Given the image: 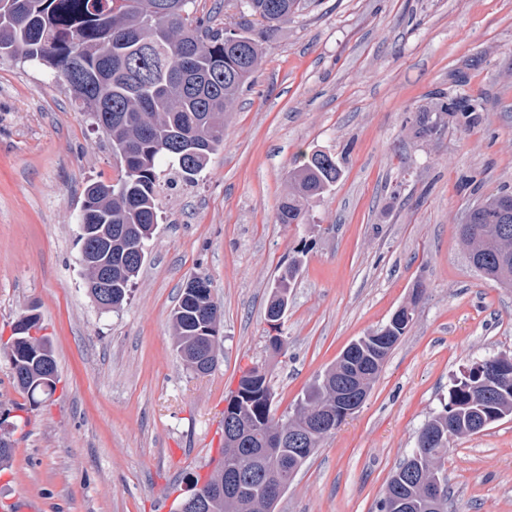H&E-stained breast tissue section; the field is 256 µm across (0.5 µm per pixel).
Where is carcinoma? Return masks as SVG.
<instances>
[{"instance_id":"obj_1","label":"carcinoma","mask_w":512,"mask_h":512,"mask_svg":"<svg viewBox=\"0 0 512 512\" xmlns=\"http://www.w3.org/2000/svg\"><path fill=\"white\" fill-rule=\"evenodd\" d=\"M195 0H0V57L48 67L62 80L75 105L91 115L125 159L118 178L90 181L79 215L81 253L95 251L107 273L95 288V272L84 269L93 300L122 307L146 257V242L160 216L159 162L176 164L191 181L224 143V116L234 110L266 54L265 31L288 21L303 0H240L243 13L264 28H216L194 15ZM473 98L440 96L418 113L416 125L433 132L448 120L466 125L480 119ZM343 175L337 157L322 150L301 151L288 171L276 211L280 224L309 223V201L336 185ZM459 240L474 268L494 286L512 288V192L490 195L470 208ZM296 251L273 285L266 316L288 311V288L302 264ZM222 307L206 276L190 278L172 314L176 348L187 369L200 374L217 362ZM414 318L392 314L368 336L351 343L355 354L336 360L306 393L293 415L275 418L264 372L244 374L229 400L231 422L224 427V451L209 476L213 495L186 512H272V486H287L303 464L332 434L326 431L298 445L303 425L324 408L344 421L336 395L371 388L386 358ZM38 317L21 315L5 357L16 386L33 404L49 395L58 380L57 364L45 336H35ZM493 357L472 364L448 391V403L418 431L413 452L388 480L378 512H445L448 477L441 460L448 453V430L468 436L478 424L512 416V373L493 385ZM284 436L281 447L266 451L265 435Z\"/></svg>"}]
</instances>
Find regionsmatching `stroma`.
Listing matches in <instances>:
<instances>
[{
    "instance_id": "obj_1",
    "label": "stroma",
    "mask_w": 512,
    "mask_h": 512,
    "mask_svg": "<svg viewBox=\"0 0 512 512\" xmlns=\"http://www.w3.org/2000/svg\"><path fill=\"white\" fill-rule=\"evenodd\" d=\"M512 0H307L271 31L224 144L193 181L163 174L162 219L130 300L100 309L78 237L87 182L120 159L48 69L0 58V343L38 315L60 381L39 406L0 355V503L35 512H176L224 443L241 376L264 371L276 416L353 340L414 303L363 405L299 470L275 512H377L421 426L473 362L512 356V288L459 237L470 207L512 192ZM482 96L481 120L418 137L431 92ZM340 160L306 224L275 219L295 156ZM281 323L265 310L296 250ZM208 277L224 316L215 370H187L170 314ZM284 341L281 352L269 340ZM448 512H512V417L452 441Z\"/></svg>"
}]
</instances>
